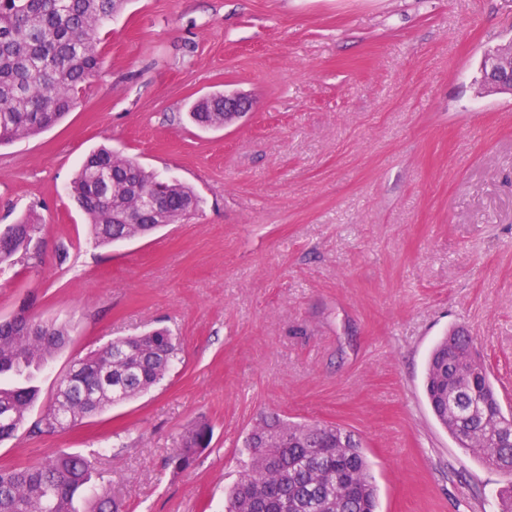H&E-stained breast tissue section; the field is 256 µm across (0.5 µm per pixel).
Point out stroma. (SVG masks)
Segmentation results:
<instances>
[{"label": "stroma", "instance_id": "stroma-1", "mask_svg": "<svg viewBox=\"0 0 512 512\" xmlns=\"http://www.w3.org/2000/svg\"><path fill=\"white\" fill-rule=\"evenodd\" d=\"M98 77L58 125L0 146V227L36 212L34 259L0 273L71 342L39 377L116 336L172 331L149 393L52 435L0 443V468L100 453L125 512H224L260 415L362 444L377 512H499L506 484L424 393L428 355L467 328L512 408V97L481 93L512 0H126ZM252 101L221 129L216 92ZM106 146L202 199L151 236L95 246L68 185ZM209 447L169 458L198 422ZM224 111L221 99H205L195 102L190 116L200 127L219 129L250 111L251 101L242 93H224Z\"/></svg>", "mask_w": 512, "mask_h": 512}]
</instances>
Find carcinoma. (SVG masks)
<instances>
[{"mask_svg": "<svg viewBox=\"0 0 512 512\" xmlns=\"http://www.w3.org/2000/svg\"><path fill=\"white\" fill-rule=\"evenodd\" d=\"M122 0H0V146L35 136L61 121L99 73L100 28ZM200 127H224L223 102H195ZM103 169L113 191L96 179ZM161 188L164 208L137 224L121 216L141 209V196ZM97 245L141 238L179 223L201 206L194 189L163 180L137 161L100 148L90 153L69 184ZM38 229L33 215L0 230V265L29 254ZM67 325L39 320L28 309L0 321V441L25 431L53 434L133 400L159 385L178 359L169 330L116 337L71 361L39 419L29 422L40 389L34 373L52 364L69 342ZM463 328L434 347L425 390L440 424L484 466L508 480L500 512H512V411H503L486 370L467 374L451 351L470 347ZM210 442V428L195 425L182 437L172 462L190 468ZM249 460L231 489L226 512H376L377 488L361 443L333 425L261 417L249 431ZM96 452H61L20 468L0 469V512H119L108 489L95 482Z\"/></svg>", "mask_w": 512, "mask_h": 512, "instance_id": "cac0c4a2", "label": "carcinoma"}]
</instances>
